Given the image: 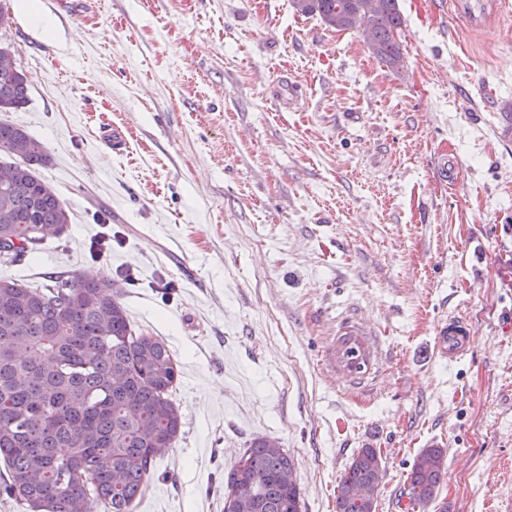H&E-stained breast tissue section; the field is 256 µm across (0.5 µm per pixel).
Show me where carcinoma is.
Here are the masks:
<instances>
[{"mask_svg":"<svg viewBox=\"0 0 512 512\" xmlns=\"http://www.w3.org/2000/svg\"><path fill=\"white\" fill-rule=\"evenodd\" d=\"M292 0L338 31L364 29L370 51L399 71L398 0ZM25 72L0 75V112L28 103ZM13 159L16 180L0 186V261L14 263L71 223L54 187L37 169L45 148L23 129L0 121V156ZM340 360L351 371L365 364L359 343L345 339ZM176 364L165 343L134 334L112 285L80 273L42 284L0 280V491L19 497L28 512H133L144 495L158 451L172 446L181 417L169 398ZM446 450L420 451L407 474L406 512L431 505L445 475ZM295 462L272 437L254 439L224 481V512L245 501L248 512H303L301 490L284 475ZM385 468L381 453L362 448L337 485L336 512H376Z\"/></svg>","mask_w":512,"mask_h":512,"instance_id":"cac0c4a2","label":"carcinoma"}]
</instances>
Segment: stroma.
Wrapping results in <instances>:
<instances>
[{"instance_id":"obj_1","label":"stroma","mask_w":512,"mask_h":512,"mask_svg":"<svg viewBox=\"0 0 512 512\" xmlns=\"http://www.w3.org/2000/svg\"><path fill=\"white\" fill-rule=\"evenodd\" d=\"M10 0L29 101L72 222L0 280L108 269L134 332L177 362L180 433L133 512H224L257 437L296 466L305 512H336L361 448L386 469L378 512L436 444L435 506L512 502V9L448 27L450 0H398L405 69L292 0ZM295 82L298 100L279 94ZM131 133L117 148L103 126ZM457 163L438 181L442 156ZM467 352H432L449 315ZM357 335L367 363L335 354Z\"/></svg>"}]
</instances>
